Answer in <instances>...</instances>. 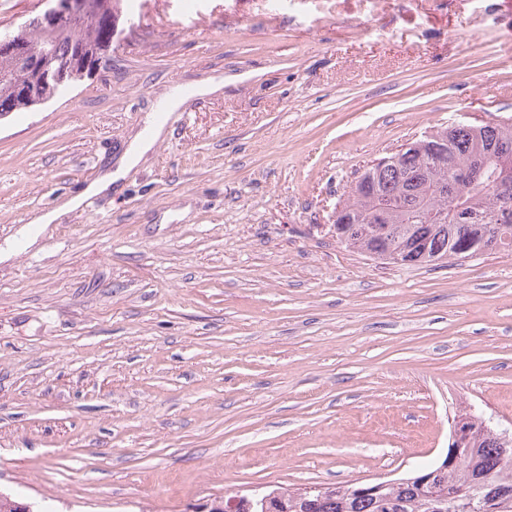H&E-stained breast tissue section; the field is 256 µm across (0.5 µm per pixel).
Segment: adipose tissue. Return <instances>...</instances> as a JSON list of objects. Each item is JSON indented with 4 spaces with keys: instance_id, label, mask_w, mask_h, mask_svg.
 Listing matches in <instances>:
<instances>
[{
    "instance_id": "ef3b65f1",
    "label": "adipose tissue",
    "mask_w": 512,
    "mask_h": 512,
    "mask_svg": "<svg viewBox=\"0 0 512 512\" xmlns=\"http://www.w3.org/2000/svg\"><path fill=\"white\" fill-rule=\"evenodd\" d=\"M164 128L152 126L150 133H137L129 142L124 152L115 160L113 167L107 168L102 174L86 185L82 193L65 200L57 208L32 215L35 224H51L61 215L79 209L86 198L116 191L128 173L153 149L163 137Z\"/></svg>"
}]
</instances>
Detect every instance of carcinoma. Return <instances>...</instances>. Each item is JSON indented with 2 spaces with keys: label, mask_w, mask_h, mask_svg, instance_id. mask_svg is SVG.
Instances as JSON below:
<instances>
[{
  "label": "carcinoma",
  "mask_w": 512,
  "mask_h": 512,
  "mask_svg": "<svg viewBox=\"0 0 512 512\" xmlns=\"http://www.w3.org/2000/svg\"><path fill=\"white\" fill-rule=\"evenodd\" d=\"M121 0H99L74 27L54 28L41 17L12 33L16 47L48 44L49 67L68 63L88 71L108 64L112 28ZM31 71L15 52L0 51V114L33 104L26 90ZM512 181V122L453 124L429 133L366 169L340 205L336 242L389 263L437 265L451 256L512 250V190L492 184ZM385 209L384 223L366 219ZM471 432L456 464L422 483L414 471L389 487L328 486L292 492L265 491L268 506L238 512H512V456L502 434L471 414L454 419Z\"/></svg>",
  "instance_id": "obj_1"
}]
</instances>
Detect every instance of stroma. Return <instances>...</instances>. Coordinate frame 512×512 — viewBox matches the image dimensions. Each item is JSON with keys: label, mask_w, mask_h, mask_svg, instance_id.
<instances>
[{"label": "stroma", "mask_w": 512, "mask_h": 512, "mask_svg": "<svg viewBox=\"0 0 512 512\" xmlns=\"http://www.w3.org/2000/svg\"><path fill=\"white\" fill-rule=\"evenodd\" d=\"M108 68L0 118V246L173 88L122 190L0 261V490L47 512H202L397 478L466 409L512 428V251L337 243L378 159L512 119V0H124ZM224 75L217 74L195 84L188 92L172 90L167 93L160 105L169 112L178 111L191 97H205L224 91Z\"/></svg>", "instance_id": "obj_1"}]
</instances>
